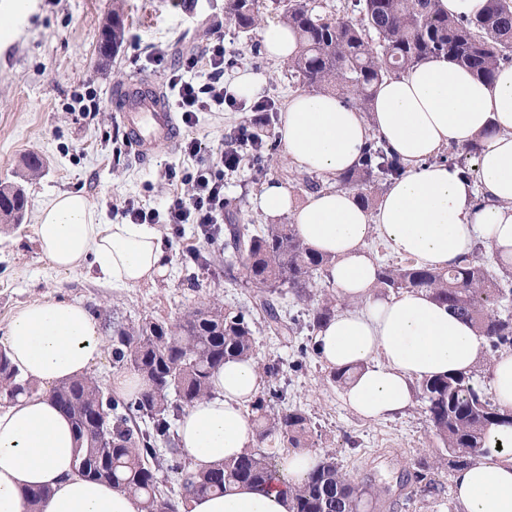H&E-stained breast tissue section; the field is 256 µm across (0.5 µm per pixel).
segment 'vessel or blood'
I'll use <instances>...</instances> for the list:
<instances>
[{"label":"vessel or blood","instance_id":"obj_1","mask_svg":"<svg viewBox=\"0 0 512 512\" xmlns=\"http://www.w3.org/2000/svg\"><path fill=\"white\" fill-rule=\"evenodd\" d=\"M115 110L138 159L178 141V124L168 99L151 81L131 79L118 90Z\"/></svg>","mask_w":512,"mask_h":512}]
</instances>
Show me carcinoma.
Wrapping results in <instances>:
<instances>
[{
  "mask_svg": "<svg viewBox=\"0 0 512 512\" xmlns=\"http://www.w3.org/2000/svg\"><path fill=\"white\" fill-rule=\"evenodd\" d=\"M360 19L321 15L310 0H287L283 18L298 36L299 48L288 59V69L307 88L333 93L361 112L371 109L378 86L386 79L412 70L438 56L490 82L500 64L512 58V0H487L483 13L457 18L435 8V0H358ZM261 20L259 0H225L224 22L241 30ZM124 20L118 11L104 28L99 51L112 55L122 43ZM404 166L384 143L372 141L358 166L338 181L359 189L364 206L372 196L364 188L380 173L388 181L402 175ZM27 198L22 189L0 186V221L20 224ZM224 249L254 288L253 307L262 313L264 330L273 335L290 331L274 294L286 286L310 306L317 327L336 313L330 297L315 298L314 275L331 263L313 252L291 224H268L256 230L246 224H227ZM512 274L491 273L479 252L448 271L407 265L382 264L377 287L386 292L424 289L448 306L496 353L512 346V315L490 308L512 300L507 282ZM255 322L241 309L217 301L202 303L182 320L168 326L145 321L137 326H114L113 361L146 378V388L131 395L104 396L91 375L60 381L51 397L65 412L79 441L75 458L83 477L121 488L142 499L144 512H187L188 501L224 492V485L243 483L267 487L278 474L276 459L255 448L237 459L194 472L178 459L175 421L201 398L211 394L212 378L224 362L254 356ZM472 373L440 375L418 384V395L430 431L448 452V465L461 470L485 454L487 430L496 422L512 423L504 411L472 383ZM38 386L22 378L11 363L7 347L0 346V397L13 401L37 394ZM284 399L275 389L262 391L250 403L258 442L275 435L293 448L309 447L310 417L299 408L276 407ZM140 417L143 425L133 424ZM167 454L159 453V446ZM174 475L180 486L175 499L159 485L160 470ZM365 489L338 467L331 457L321 459L293 498V512H358Z\"/></svg>",
  "mask_w": 512,
  "mask_h": 512,
  "instance_id": "obj_1",
  "label": "carcinoma"
}]
</instances>
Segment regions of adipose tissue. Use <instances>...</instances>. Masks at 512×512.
Segmentation results:
<instances>
[{
	"label": "adipose tissue",
	"mask_w": 512,
	"mask_h": 512,
	"mask_svg": "<svg viewBox=\"0 0 512 512\" xmlns=\"http://www.w3.org/2000/svg\"><path fill=\"white\" fill-rule=\"evenodd\" d=\"M285 157L299 168L335 179L354 168L370 139H379L406 165L405 174L368 212L354 191L326 188L295 200L270 181L255 198L270 219L288 214L314 252L331 257L330 279L349 302L316 330L319 359L329 368H355L343 401L367 419L391 418L413 405L416 381L468 372L484 339L436 302L407 289L376 296L377 266L367 240L378 235L393 253L429 269H445L485 243L512 264V65L493 82L446 57L419 63L385 80L369 113L328 93L297 92L276 129ZM477 145L476 174L436 162L448 147ZM485 205L476 210L472 195ZM36 234L43 255L59 270L92 263L102 279L128 288L153 277L167 261L151 224L102 223L86 196L65 192L42 206ZM102 337L86 309L62 299L34 301L15 312L9 350L24 376L42 383L85 375ZM263 377L255 361H229L215 374L211 395L187 408L178 424L181 450L199 470L253 448L245 412ZM71 422L49 399L22 397L0 410V512H28L24 493L48 486L40 512H142L139 499L80 476ZM454 491L466 512H512V427L494 426L486 455L459 472ZM290 488L236 484L224 494L193 499L191 512H291Z\"/></svg>",
	"instance_id": "obj_1"
}]
</instances>
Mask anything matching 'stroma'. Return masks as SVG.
<instances>
[{
    "mask_svg": "<svg viewBox=\"0 0 512 512\" xmlns=\"http://www.w3.org/2000/svg\"><path fill=\"white\" fill-rule=\"evenodd\" d=\"M116 11L124 19V39L106 57L99 52L101 33ZM217 25L224 34L225 82L249 69L263 80L262 98L284 111L302 83L286 63L266 57L259 29L242 32L225 25L224 0H0V184L22 187L28 199L23 223L0 224V345L8 341L12 315L26 304L47 298L79 302L103 338L89 373L108 393L119 370L112 361L113 324L150 318L173 325L206 299L250 308L253 291L229 280L222 242L207 243L196 225H184L177 234L161 225L168 253L164 270L121 290L99 280L89 264L69 272L53 268L35 231L39 208L62 192L87 196L109 224L125 199L157 208L177 191L165 173L190 170L192 159L174 146L159 149L148 161L136 160L123 142L111 96L115 86L134 76L165 82L164 69L150 60L153 49L166 47L169 64H177L182 54L202 49ZM254 117L247 101L238 108L202 112L195 125L181 126L180 137L198 139L209 152L232 128ZM32 155L43 161L35 177L26 166ZM270 181L287 185L299 200L307 183L328 185L324 177L297 169L282 153L261 167L244 153L238 170L224 177V197L236 223L266 224L254 199ZM192 250L211 258V265L187 269ZM277 300L286 319L294 320L295 331L287 336L256 331V360L279 363L272 388L283 391L288 406L309 415L312 450L333 457L369 489L365 512H463L454 493L455 473L430 431L423 403L415 402L394 419L354 414L342 400L343 385L333 381L331 369L315 352L304 304L288 292ZM422 463L430 464L429 476L442 492L417 490L412 476Z\"/></svg>",
    "mask_w": 512,
    "mask_h": 512,
    "instance_id": "35a3bbf8",
    "label": "stroma"
}]
</instances>
